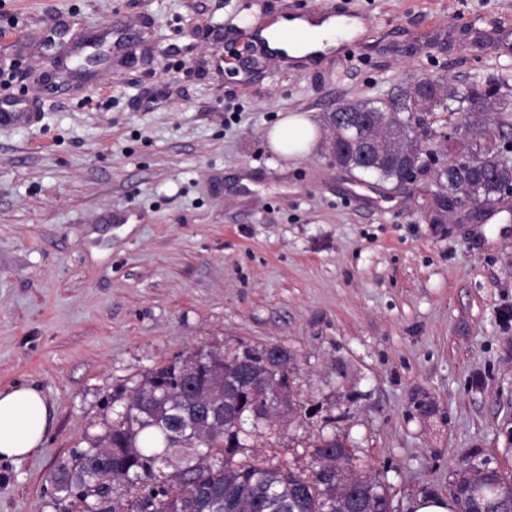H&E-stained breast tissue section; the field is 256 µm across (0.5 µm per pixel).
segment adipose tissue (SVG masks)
Returning <instances> with one entry per match:
<instances>
[{"label": "adipose tissue", "mask_w": 512, "mask_h": 512, "mask_svg": "<svg viewBox=\"0 0 512 512\" xmlns=\"http://www.w3.org/2000/svg\"><path fill=\"white\" fill-rule=\"evenodd\" d=\"M314 29L313 40L286 44L279 33L284 29ZM272 47L286 49L296 58L325 51L336 44V23L327 21L309 26L302 19H283L267 32ZM318 137V129L307 114L292 112L283 116L266 133L273 151L290 158L306 156ZM50 412L46 399L32 387L19 386L0 391V460H21L43 442Z\"/></svg>", "instance_id": "adipose-tissue-1"}]
</instances>
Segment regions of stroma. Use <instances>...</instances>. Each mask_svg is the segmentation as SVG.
<instances>
[{
	"label": "stroma",
	"mask_w": 512,
	"mask_h": 512,
	"mask_svg": "<svg viewBox=\"0 0 512 512\" xmlns=\"http://www.w3.org/2000/svg\"><path fill=\"white\" fill-rule=\"evenodd\" d=\"M322 7L370 19L347 58L284 68L224 36ZM65 21L100 61L55 79L40 37ZM4 57L0 97L39 117L0 124V390H40L51 422L0 461V512H72L52 471L116 391L199 348L294 353L300 406L259 457L307 469L305 442L346 437L395 512L468 465L512 478V220L441 208L430 173L339 168L326 142L334 105L512 72V0H0ZM290 112L319 129L301 159L265 138Z\"/></svg>",
	"instance_id": "obj_1"
}]
</instances>
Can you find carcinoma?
I'll return each mask as SVG.
<instances>
[{
  "label": "carcinoma",
  "mask_w": 512,
  "mask_h": 512,
  "mask_svg": "<svg viewBox=\"0 0 512 512\" xmlns=\"http://www.w3.org/2000/svg\"><path fill=\"white\" fill-rule=\"evenodd\" d=\"M433 100L424 114L410 107L406 90L391 102L352 103L336 113L342 138L343 166L364 170L373 126L391 134L384 159L372 172L385 181L400 182L405 173L428 170L421 138L456 126L478 136L482 115L496 108L498 146L495 153L472 150L448 152L436 170V180L459 200L484 206L499 201V189L512 185V95L507 79L481 78L458 91L453 85L429 80ZM455 101V109L448 102ZM441 111L439 117L435 111ZM443 121L436 133L429 125ZM266 347L246 346L231 357L215 350L179 356L147 374L131 390L123 412L112 422L103 441L74 454L52 479L55 490L80 509L95 512H352L362 501L370 512H393L391 496L379 476L356 470V457L336 436L309 443L315 467L306 470L268 459H240L252 433L270 424L264 409L275 404L272 394L255 393L247 374L259 372L273 382L288 383L293 406L296 367L293 354L280 346L279 360L264 363ZM194 360L201 368L200 388L224 384L223 423L210 424L208 402L181 386L182 364ZM251 428H246V425ZM473 467L451 485V503L462 497L477 512H512V480L487 469L481 483L471 481Z\"/></svg>",
  "instance_id": "cac0c4a2"
}]
</instances>
